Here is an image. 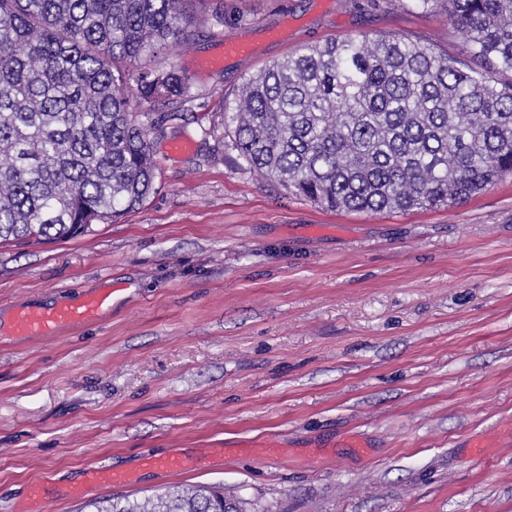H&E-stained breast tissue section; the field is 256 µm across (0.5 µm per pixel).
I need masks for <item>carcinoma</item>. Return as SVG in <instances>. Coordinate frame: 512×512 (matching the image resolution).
Masks as SVG:
<instances>
[{
	"instance_id": "1",
	"label": "carcinoma",
	"mask_w": 512,
	"mask_h": 512,
	"mask_svg": "<svg viewBox=\"0 0 512 512\" xmlns=\"http://www.w3.org/2000/svg\"><path fill=\"white\" fill-rule=\"evenodd\" d=\"M190 0H0V242L110 224L155 192L148 127L187 78L158 61L194 36ZM441 5L468 58L399 35L308 45L245 80L226 126L261 177L330 210L450 207L512 174V0ZM108 512H241L208 487Z\"/></svg>"
}]
</instances>
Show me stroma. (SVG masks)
Wrapping results in <instances>:
<instances>
[{"label":"stroma","instance_id":"35a3bbf8","mask_svg":"<svg viewBox=\"0 0 512 512\" xmlns=\"http://www.w3.org/2000/svg\"><path fill=\"white\" fill-rule=\"evenodd\" d=\"M197 13L167 60L192 101L150 134L145 205L77 237L0 244V512H29L34 484L50 512L191 485L247 512H512V175L450 208L330 211L250 170L225 127L242 81L307 44L396 34L461 56L446 11ZM228 36L248 53L225 54ZM107 288L85 324L12 333L17 309ZM172 452L190 468L142 461ZM91 468L132 480L91 489Z\"/></svg>","mask_w":512,"mask_h":512}]
</instances>
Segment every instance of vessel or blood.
Wrapping results in <instances>:
<instances>
[{
  "label": "vessel or blood",
  "instance_id": "1",
  "mask_svg": "<svg viewBox=\"0 0 512 512\" xmlns=\"http://www.w3.org/2000/svg\"><path fill=\"white\" fill-rule=\"evenodd\" d=\"M102 293L48 310L22 308L13 317V332L18 336H48L60 326H77L93 318L109 301Z\"/></svg>",
  "mask_w": 512,
  "mask_h": 512
}]
</instances>
